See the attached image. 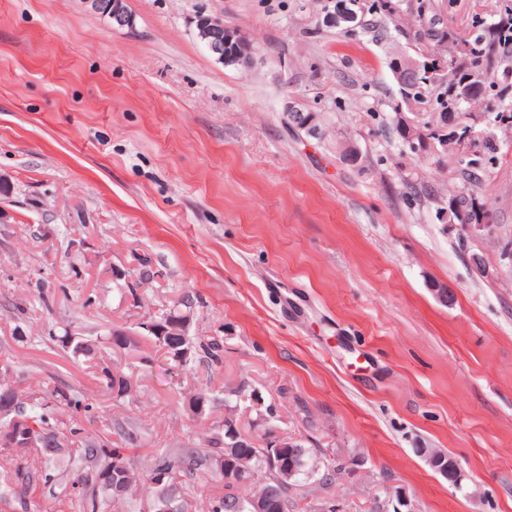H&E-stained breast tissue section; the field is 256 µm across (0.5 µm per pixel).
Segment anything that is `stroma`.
<instances>
[{"label": "stroma", "mask_w": 512, "mask_h": 512, "mask_svg": "<svg viewBox=\"0 0 512 512\" xmlns=\"http://www.w3.org/2000/svg\"><path fill=\"white\" fill-rule=\"evenodd\" d=\"M395 2L411 52L414 32H459L512 4ZM128 5L130 31L83 0H0V177L16 215L0 224V357L16 356L23 386L96 394L89 432L131 420L152 448L203 447L226 406L243 425L267 409L273 431L317 449L306 488L336 512H512V126L489 129L499 151L477 197L497 227L476 239L436 216L461 182L449 156L403 145L384 45L318 27L314 0ZM201 13L249 34L253 68L214 62ZM294 100L325 139L288 130ZM345 141L362 167L342 161ZM140 256L157 276L136 307L110 268ZM185 298L191 336L224 339L221 374L144 340L102 352L131 376L119 397L47 338L98 342ZM193 392L211 397L206 419L185 408ZM422 448L453 458L461 483ZM418 454L426 459L428 464L432 469L437 471L440 474H443L444 476L450 477L451 482H455V484H459L462 480V472L460 467L457 463H454V466L450 468L448 472V465L450 462V458L437 450H434L432 448H422L419 449ZM448 457V464L446 468V458Z\"/></svg>", "instance_id": "35a3bbf8"}]
</instances>
